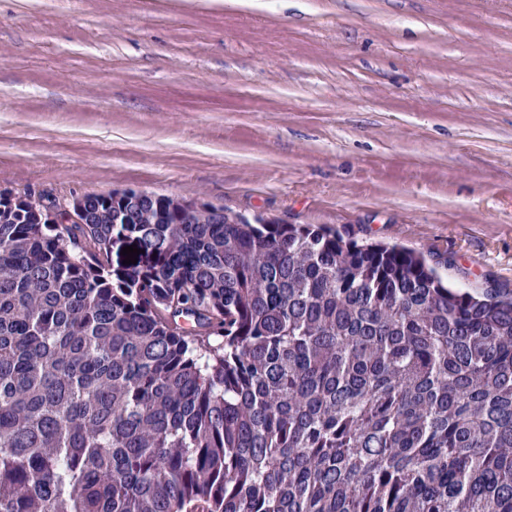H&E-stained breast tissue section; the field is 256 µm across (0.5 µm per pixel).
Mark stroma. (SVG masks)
<instances>
[{
	"label": "stroma",
	"instance_id": "1",
	"mask_svg": "<svg viewBox=\"0 0 512 512\" xmlns=\"http://www.w3.org/2000/svg\"><path fill=\"white\" fill-rule=\"evenodd\" d=\"M134 189L512 293V0H0V191Z\"/></svg>",
	"mask_w": 512,
	"mask_h": 512
}]
</instances>
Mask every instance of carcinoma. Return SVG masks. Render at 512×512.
<instances>
[{"label": "carcinoma", "instance_id": "carcinoma-1", "mask_svg": "<svg viewBox=\"0 0 512 512\" xmlns=\"http://www.w3.org/2000/svg\"><path fill=\"white\" fill-rule=\"evenodd\" d=\"M78 204L0 194V512H512V296L326 226Z\"/></svg>", "mask_w": 512, "mask_h": 512}]
</instances>
